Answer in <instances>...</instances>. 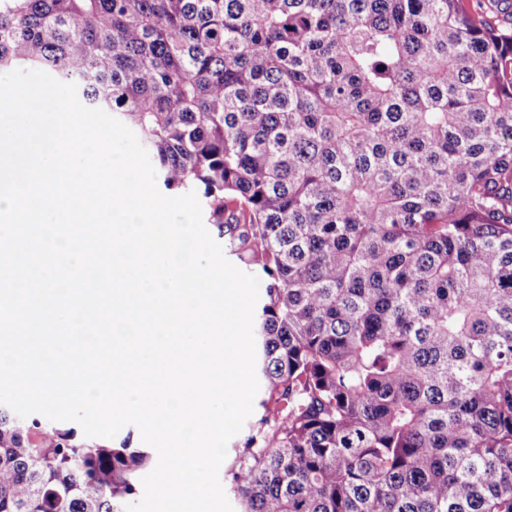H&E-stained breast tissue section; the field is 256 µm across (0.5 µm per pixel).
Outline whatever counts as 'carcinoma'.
Segmentation results:
<instances>
[{"mask_svg": "<svg viewBox=\"0 0 512 512\" xmlns=\"http://www.w3.org/2000/svg\"><path fill=\"white\" fill-rule=\"evenodd\" d=\"M468 0H0L194 189L264 296L243 512H512V29ZM149 456L0 412V512H125Z\"/></svg>", "mask_w": 512, "mask_h": 512, "instance_id": "1", "label": "carcinoma"}]
</instances>
